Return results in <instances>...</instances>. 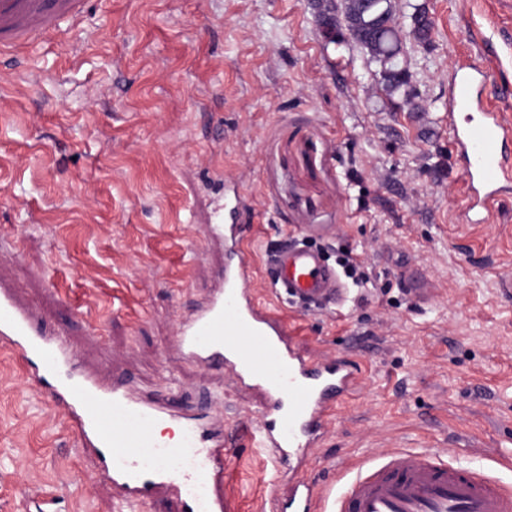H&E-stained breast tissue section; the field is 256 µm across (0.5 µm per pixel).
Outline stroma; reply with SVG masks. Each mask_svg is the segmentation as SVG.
<instances>
[{"instance_id": "1", "label": "stroma", "mask_w": 512, "mask_h": 512, "mask_svg": "<svg viewBox=\"0 0 512 512\" xmlns=\"http://www.w3.org/2000/svg\"><path fill=\"white\" fill-rule=\"evenodd\" d=\"M425 3L431 43L406 41L417 112L360 48L325 40L314 0H88L55 36L0 51V281L86 368L223 425L228 512L288 495L236 438L255 394L170 350L220 285L224 247L204 230L228 182L257 256L294 231L331 264L352 250L376 281L339 307L287 308L301 347L369 373L309 479L334 490L358 460L431 448L512 484V195L496 223L467 222L444 121L462 55L492 68L512 119V11ZM28 378L0 349V512H132Z\"/></svg>"}]
</instances>
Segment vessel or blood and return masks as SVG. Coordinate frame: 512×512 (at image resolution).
<instances>
[{"mask_svg":"<svg viewBox=\"0 0 512 512\" xmlns=\"http://www.w3.org/2000/svg\"><path fill=\"white\" fill-rule=\"evenodd\" d=\"M86 0H0V43L22 42L80 15ZM490 75L471 58L448 71V128L464 162L470 223L489 224L500 198L512 192V120L488 100ZM209 239L222 242L224 285L178 325L174 345L184 361L222 368L239 387L259 396L260 420L241 437L261 448L277 477L287 479L280 512H318L322 491L305 473L339 407L358 395L368 371L347 356L316 357L297 347L280 302L320 310L341 304L346 290L322 254L297 243L270 253L277 304L256 295L255 256L241 225L212 224ZM0 345L23 359L31 381L69 418L79 442L100 462L103 477L126 502L146 505L157 490L175 493L184 512H224L228 441L223 430L170 404L121 384H102L79 369L77 357L55 333L37 328L33 311L13 289L0 287ZM174 425L177 444L155 429ZM328 512H512V487L483 469L462 467L441 453L393 450L363 460L337 490Z\"/></svg>","mask_w":512,"mask_h":512,"instance_id":"vessel-or-blood-1","label":"vessel or blood"}]
</instances>
